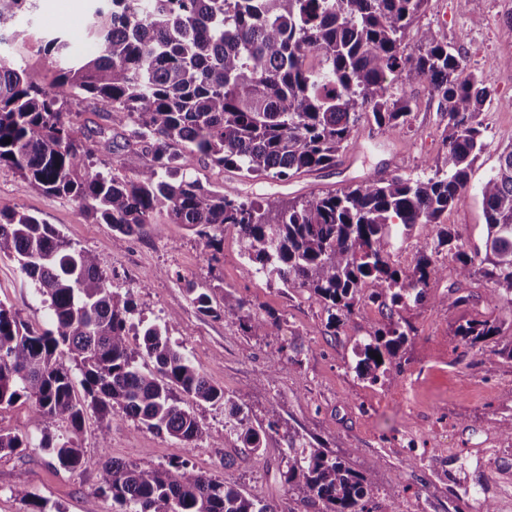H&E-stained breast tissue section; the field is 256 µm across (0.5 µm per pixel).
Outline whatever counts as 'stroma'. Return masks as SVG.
<instances>
[{"mask_svg":"<svg viewBox=\"0 0 512 512\" xmlns=\"http://www.w3.org/2000/svg\"><path fill=\"white\" fill-rule=\"evenodd\" d=\"M34 8L17 27L0 29V57L23 65L35 83L51 86L55 68L46 58V40L81 30L91 0H33ZM512 13V0H428L406 30L401 48L411 52L415 33L431 30L452 48H467V70L488 92L478 120L486 147L470 171L465 201L441 218L467 248H483L487 236L480 185L493 173L499 154L512 145V27L492 26ZM394 94H408L411 113L404 128L379 130L362 115L348 147L323 169L291 177L248 180L236 172L192 160L188 174L212 189L242 198L300 200L340 191L370 175L418 179L431 175L445 148L444 120L437 99L404 73L392 76ZM0 209H16L54 225L73 244L93 252L117 292L134 290L136 318L169 330L192 364L226 395L245 393L251 426L265 430L259 453L245 451L229 409L207 403L194 413L203 435L186 446L122 415L104 423L87 412L78 443L88 460L81 469L61 468L38 448L0 452V512H28L14 491L41 497L47 512H118L100 492L103 463L165 466L186 460L207 477L237 485L275 506L277 512H319L281 477L289 432L323 444L352 469L369 476L378 489L373 512H512V307L488 306L490 287L481 276L459 279L456 272L431 280L424 304L399 310L412 332L401 365L370 382L357 376L353 345L387 321V313L368 304L348 317L338 335H329L327 315L307 294L247 275L243 243L234 228L224 230L218 262H209L203 242L181 224L162 234H144L117 247L112 228L82 214L76 203L22 182L0 167ZM213 287L215 297L243 301L247 310L280 321L278 338L248 335L238 321L202 315L190 289ZM470 301L454 306L456 293ZM0 303L33 326L47 323L48 309L16 260L0 259ZM491 315L502 323L501 351L467 348L454 331L460 317ZM298 348V363L271 374L278 347ZM277 430H269V421Z\"/></svg>","mask_w":512,"mask_h":512,"instance_id":"1","label":"stroma"}]
</instances>
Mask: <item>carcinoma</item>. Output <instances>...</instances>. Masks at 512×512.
Returning a JSON list of instances; mask_svg holds the SVG:
<instances>
[{
	"mask_svg": "<svg viewBox=\"0 0 512 512\" xmlns=\"http://www.w3.org/2000/svg\"><path fill=\"white\" fill-rule=\"evenodd\" d=\"M30 2L0 0V26ZM426 3L95 0L81 32L55 35L44 47L56 65L54 85L77 88L81 98L61 97L0 60V167L111 225L116 247L148 230L162 233L166 217L194 229L214 259L223 244L217 231L232 226L246 273L307 293L335 331L367 303L387 309V323L355 346L357 371L375 381L408 340L391 312L424 302L431 277L443 272L442 247L458 276L479 274L493 284L489 303L512 306V148L480 189L485 251L469 252L442 227V215L466 199L471 166L486 146L477 116L487 92L429 29L417 31L413 53L403 55L401 40ZM78 40L93 41L95 55L75 54ZM398 71L424 84L444 109L446 154L424 179L369 176L301 201H249L181 171L185 154L253 179L326 167L348 147L360 113H371L383 131L406 124L409 99L391 92ZM100 105L109 124L92 127L85 114ZM114 124L124 128L121 146ZM415 225L427 240L406 273L389 262L393 229ZM0 257L17 260L50 316V327L34 328L0 303V409L26 398L40 432L37 440L0 432V451L40 448L77 470L88 463L78 436L89 409L102 418L119 410L185 445L201 428L177 394L241 412L245 395L234 400L211 384L173 348L166 328H143L142 351L154 366H139L128 346L131 291H113L96 255L53 225L0 210ZM189 292L207 316L236 319L253 336L279 335L276 318L245 315L241 301L220 305L210 288ZM500 333L490 318L467 319L455 330L470 347L494 343ZM238 436L249 452L261 449L260 431L242 419ZM283 460L285 482L322 512H371L373 482L326 449L290 433ZM100 482L120 512H276L184 460L157 468L108 462Z\"/></svg>",
	"mask_w": 512,
	"mask_h": 512,
	"instance_id": "obj_1",
	"label": "carcinoma"
}]
</instances>
